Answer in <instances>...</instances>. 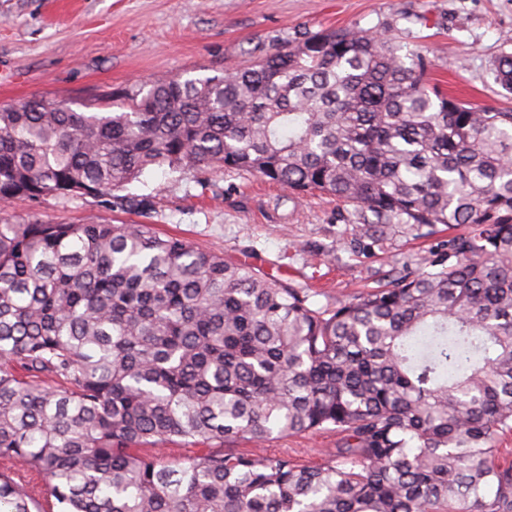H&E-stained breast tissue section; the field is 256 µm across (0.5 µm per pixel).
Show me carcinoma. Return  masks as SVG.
Segmentation results:
<instances>
[{
  "instance_id": "cac0c4a2",
  "label": "carcinoma",
  "mask_w": 512,
  "mask_h": 512,
  "mask_svg": "<svg viewBox=\"0 0 512 512\" xmlns=\"http://www.w3.org/2000/svg\"><path fill=\"white\" fill-rule=\"evenodd\" d=\"M388 25L305 32L249 67L134 84L89 112L0 107V200L142 216L146 172L242 171L448 257L319 306L151 224L0 220V458L60 512H512V112L426 79ZM512 94V52L493 64ZM331 430L304 467L238 440ZM202 446L166 459L146 449ZM35 491L0 473V512Z\"/></svg>"
}]
</instances>
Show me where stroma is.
Listing matches in <instances>:
<instances>
[{
    "mask_svg": "<svg viewBox=\"0 0 512 512\" xmlns=\"http://www.w3.org/2000/svg\"><path fill=\"white\" fill-rule=\"evenodd\" d=\"M393 23L405 43L428 51L433 78L463 100L512 110L490 76L512 51V0H0V105L33 97L71 106L132 84L213 75L247 66L302 32ZM129 192L153 196L150 217L85 197L17 198L0 217L52 224H140L163 236L236 259L314 291L317 304L350 299L364 284L448 251V232L414 235L394 226L384 248L367 251L337 220L333 197L304 196L248 173L183 175L158 168ZM332 431L291 434L257 454L285 453L302 465L326 461Z\"/></svg>",
    "mask_w": 512,
    "mask_h": 512,
    "instance_id": "stroma-1",
    "label": "stroma"
}]
</instances>
